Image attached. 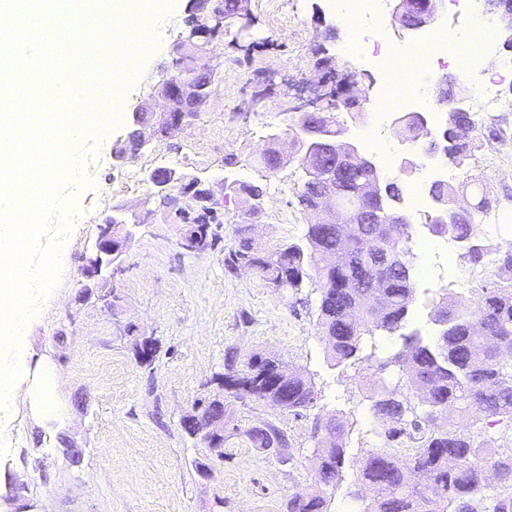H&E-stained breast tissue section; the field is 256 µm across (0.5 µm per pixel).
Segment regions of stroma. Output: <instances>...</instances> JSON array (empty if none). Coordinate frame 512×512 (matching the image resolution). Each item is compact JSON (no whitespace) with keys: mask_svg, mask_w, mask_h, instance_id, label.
Listing matches in <instances>:
<instances>
[{"mask_svg":"<svg viewBox=\"0 0 512 512\" xmlns=\"http://www.w3.org/2000/svg\"><path fill=\"white\" fill-rule=\"evenodd\" d=\"M193 4L169 0L160 47L123 95L119 125L100 144L87 139L79 146L109 161L92 185L75 192L83 220L71 231L57 297L31 330L34 359L49 361L62 377L63 416L35 427L17 411L9 438L0 442V467L22 475L19 490L45 499L51 512H286L288 499L315 483L316 419L336 415L354 423L343 478L328 491L332 512H347L361 490L359 460L378 442L376 423L347 370L328 358L317 330L319 294L310 287L292 296L256 272L229 271L224 255L246 219L256 244L266 249L304 236V216L295 203L302 184L298 162L266 173L257 157L268 134L290 132L291 106L311 98L315 45H325L339 68L355 71L371 99L382 95L386 80L365 65L362 53L347 50L358 29L330 0H251V37L217 38L222 55L210 104L186 130L116 161L115 142L130 131L133 111L150 103L160 80L176 73L173 47L187 31ZM494 129L503 130V139H492ZM477 132L484 147L469 162L471 174L495 195L512 192V110L503 106L485 115ZM159 167L199 178L210 189L214 236L206 249L181 247L185 226L199 209L187 193L181 211L159 208L158 190L145 179ZM244 181L266 191L262 211L251 218L244 215L245 195L234 189ZM122 207L142 220L112 272L118 301L109 309L82 303L81 256L103 219ZM482 277L481 268L466 271L455 264L442 278H421L409 330L436 336L432 290ZM128 325L154 338L150 365L139 364L134 339L124 333ZM255 354L279 357L309 373L317 405L296 417L259 401L226 397L224 451L216 453L187 434L182 419L196 400L218 394L228 356L242 361ZM267 422L288 437L282 453L257 447L246 434ZM67 438L82 446L80 463L65 459ZM200 462L213 470V480L198 477Z\"/></svg>","mask_w":512,"mask_h":512,"instance_id":"obj_1","label":"stroma"}]
</instances>
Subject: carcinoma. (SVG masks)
<instances>
[{
    "instance_id": "1",
    "label": "carcinoma",
    "mask_w": 512,
    "mask_h": 512,
    "mask_svg": "<svg viewBox=\"0 0 512 512\" xmlns=\"http://www.w3.org/2000/svg\"><path fill=\"white\" fill-rule=\"evenodd\" d=\"M323 78L328 97L316 111L298 113L294 126L316 122L340 130L338 113L347 107L340 88L348 77L329 60ZM458 128L474 131L471 113H451L442 132L454 148L450 164L463 169L483 143L472 135L457 139ZM300 165L305 178L297 204L306 220L304 243L262 250L242 231L224 265L255 271L274 288L286 281L293 292L310 282L320 295L317 329L329 359L336 366L372 371L369 377L360 375L359 383L383 442L360 459L363 512H481L477 494L488 471L502 488L494 512H512V447L490 453L481 431L463 430L451 419L456 413L472 418L474 426L490 417L512 423V246L491 248L479 239L482 216L492 209L490 193L469 175L456 185L436 181L428 189L429 196L447 199L450 208L461 203L468 188L475 189L474 202L463 208L458 222L434 230L461 243V267L483 266L487 255L496 254L489 278L473 295L451 288L438 291L431 319L441 330L428 342L417 332H405L418 294L414 225L360 224L348 238L335 219L314 212L313 198L330 188L344 201L358 199L365 172L324 153ZM210 220L209 207L192 219L186 249L207 245ZM377 336H396L401 348L385 353L378 349ZM391 366L399 368L410 389L424 393L425 401L416 406L410 393L376 378ZM224 389L241 401L280 406L296 417L314 409L318 398L311 377L260 354L240 369L228 366ZM350 428L344 419H316L313 435L319 436V447L312 462L318 481L307 495L288 500V512H330L326 489L342 480ZM247 435L260 448L288 447L284 433L271 423L253 427ZM407 442L412 443L409 451L395 452Z\"/></svg>"
}]
</instances>
